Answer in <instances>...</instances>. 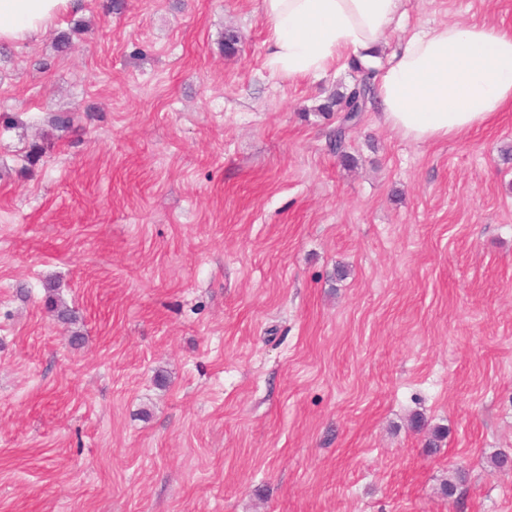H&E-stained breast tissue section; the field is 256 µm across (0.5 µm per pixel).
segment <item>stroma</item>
<instances>
[{"mask_svg":"<svg viewBox=\"0 0 512 512\" xmlns=\"http://www.w3.org/2000/svg\"><path fill=\"white\" fill-rule=\"evenodd\" d=\"M106 3L0 57V512H512V111L342 158L261 0Z\"/></svg>","mask_w":512,"mask_h":512,"instance_id":"obj_1","label":"stroma"}]
</instances>
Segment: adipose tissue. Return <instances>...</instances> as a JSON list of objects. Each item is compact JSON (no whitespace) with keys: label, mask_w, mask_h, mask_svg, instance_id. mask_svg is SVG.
<instances>
[{"label":"adipose tissue","mask_w":512,"mask_h":512,"mask_svg":"<svg viewBox=\"0 0 512 512\" xmlns=\"http://www.w3.org/2000/svg\"><path fill=\"white\" fill-rule=\"evenodd\" d=\"M75 0H0V43L45 33ZM269 29L266 65L318 78L356 58L376 71L385 126L429 143L460 139L512 105V30L490 23L420 27L387 60L379 52L406 16L405 0H261Z\"/></svg>","instance_id":"ef3b65f1"}]
</instances>
